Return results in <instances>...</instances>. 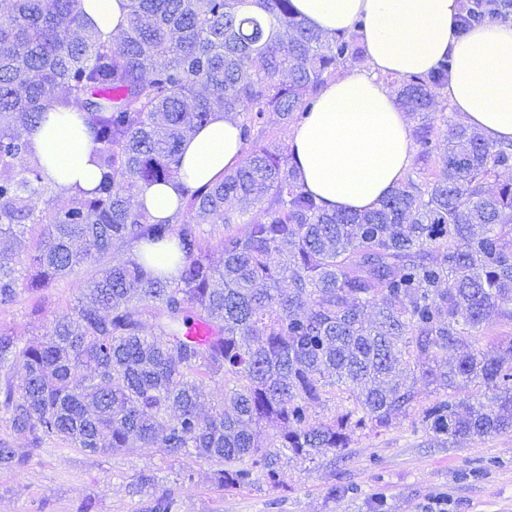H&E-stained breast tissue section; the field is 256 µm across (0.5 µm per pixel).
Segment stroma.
<instances>
[{
    "label": "stroma",
    "instance_id": "35a3bbf8",
    "mask_svg": "<svg viewBox=\"0 0 512 512\" xmlns=\"http://www.w3.org/2000/svg\"><path fill=\"white\" fill-rule=\"evenodd\" d=\"M85 287L73 275L36 293H22L0 309V326L25 338L69 314ZM194 480L181 483V468ZM143 468L171 489L176 512H512V432L465 437L448 444L424 432L415 416H399L380 433L356 437L345 459L288 460V487L240 493L212 489L210 468L190 456L172 461L166 449L142 447L87 456L52 443L21 470L0 469V512H145L149 501L129 496L127 484ZM339 494H330V487Z\"/></svg>",
    "mask_w": 512,
    "mask_h": 512
}]
</instances>
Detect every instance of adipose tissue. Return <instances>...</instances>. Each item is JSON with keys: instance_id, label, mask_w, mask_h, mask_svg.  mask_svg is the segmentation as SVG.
Listing matches in <instances>:
<instances>
[{"instance_id": "obj_1", "label": "adipose tissue", "mask_w": 512, "mask_h": 512, "mask_svg": "<svg viewBox=\"0 0 512 512\" xmlns=\"http://www.w3.org/2000/svg\"><path fill=\"white\" fill-rule=\"evenodd\" d=\"M127 0H81L110 39L127 25ZM295 11L330 34L357 32L366 66L328 80L306 118L295 125L288 151L298 180L327 209H374L405 179L412 140L405 113L385 76L428 74L449 60L445 94L466 125L493 142L512 141V26L486 24L456 36L461 0H292ZM47 179L64 192L94 188L93 144L78 113L55 107L28 134ZM238 123L223 111L181 145L176 181L146 186L139 206L158 220L183 205V189L223 179L242 160Z\"/></svg>"}]
</instances>
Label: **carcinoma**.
Masks as SVG:
<instances>
[{"mask_svg": "<svg viewBox=\"0 0 512 512\" xmlns=\"http://www.w3.org/2000/svg\"><path fill=\"white\" fill-rule=\"evenodd\" d=\"M358 54L354 37L310 26L292 0H128L110 42L84 25L80 0H0V307L74 274L86 283L45 333L0 327V418L27 447L0 439V468H23L50 443L86 455L157 445L210 464L218 491H250L288 486L290 454L343 459L355 436L410 412L448 440L512 432V340L475 347L484 327L512 321V182L486 190L512 167V143L450 125L433 177L408 176L363 213L327 211L287 152L257 140L221 182L185 189L168 220L130 203L179 177L181 144L211 112L239 121L248 142L268 112L302 119ZM447 85L445 61L397 91L421 116L423 160ZM59 104L81 114L94 144L89 192L55 191L31 156L24 131ZM208 219L229 227L221 266L204 245ZM170 243L173 278L136 256L111 260ZM194 321L214 328L203 345L185 335ZM419 379L440 395L420 403ZM207 381L216 395L205 410ZM338 392L353 406L311 423L310 408ZM265 424L281 430L269 437ZM128 493L150 497L149 512L175 507L148 470Z\"/></svg>", "mask_w": 512, "mask_h": 512, "instance_id": "cac0c4a2", "label": "carcinoma"}]
</instances>
